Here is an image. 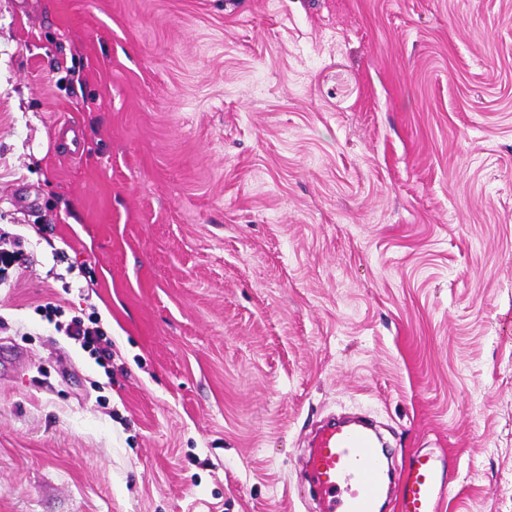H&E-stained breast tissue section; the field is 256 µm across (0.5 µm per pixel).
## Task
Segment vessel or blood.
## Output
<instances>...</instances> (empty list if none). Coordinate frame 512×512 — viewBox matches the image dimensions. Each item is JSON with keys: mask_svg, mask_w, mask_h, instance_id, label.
I'll return each mask as SVG.
<instances>
[{"mask_svg": "<svg viewBox=\"0 0 512 512\" xmlns=\"http://www.w3.org/2000/svg\"><path fill=\"white\" fill-rule=\"evenodd\" d=\"M381 453L370 427L318 429L305 467L318 512H380L381 500L390 495L398 512H439L450 485L445 458L421 449L394 475Z\"/></svg>", "mask_w": 512, "mask_h": 512, "instance_id": "vessel-or-blood-1", "label": "vessel or blood"}]
</instances>
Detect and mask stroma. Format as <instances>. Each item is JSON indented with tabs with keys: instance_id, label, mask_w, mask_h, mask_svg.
I'll return each instance as SVG.
<instances>
[{
	"instance_id": "1",
	"label": "stroma",
	"mask_w": 512,
	"mask_h": 512,
	"mask_svg": "<svg viewBox=\"0 0 512 512\" xmlns=\"http://www.w3.org/2000/svg\"><path fill=\"white\" fill-rule=\"evenodd\" d=\"M3 232L0 512H316L344 412L512 512V0H0ZM25 240L19 236L0 234V270L14 266L24 253ZM55 327L69 339L79 343L80 347L88 351L99 366L108 369L112 364V340L100 327L95 312L87 316L82 314L71 316L64 323L57 320Z\"/></svg>"
}]
</instances>
